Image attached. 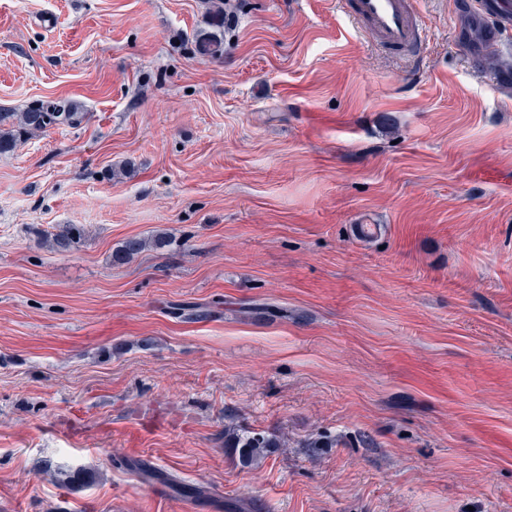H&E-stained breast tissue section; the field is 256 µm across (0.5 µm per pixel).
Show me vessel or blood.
Segmentation results:
<instances>
[{
    "mask_svg": "<svg viewBox=\"0 0 512 512\" xmlns=\"http://www.w3.org/2000/svg\"><path fill=\"white\" fill-rule=\"evenodd\" d=\"M340 10L361 21L365 32L389 50L420 58L426 29L411 0H338Z\"/></svg>",
    "mask_w": 512,
    "mask_h": 512,
    "instance_id": "1",
    "label": "vessel or blood"
}]
</instances>
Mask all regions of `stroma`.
<instances>
[{"instance_id":"obj_1","label":"stroma","mask_w":512,"mask_h":512,"mask_svg":"<svg viewBox=\"0 0 512 512\" xmlns=\"http://www.w3.org/2000/svg\"><path fill=\"white\" fill-rule=\"evenodd\" d=\"M460 2L416 61L336 0H224L216 58L212 0H0V108L85 113L0 155V512H512V87ZM484 18L465 8L461 14V34L464 45L472 56L476 58L479 64H485L489 67H495L497 61L492 52L487 51L485 40L481 31ZM84 229L77 224H61L49 234V245L58 254H66L84 236ZM279 438L265 431L229 427L224 431V448L244 466L258 464L267 448H278Z\"/></svg>"}]
</instances>
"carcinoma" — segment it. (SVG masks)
I'll return each instance as SVG.
<instances>
[{"instance_id": "cac0c4a2", "label": "carcinoma", "mask_w": 512, "mask_h": 512, "mask_svg": "<svg viewBox=\"0 0 512 512\" xmlns=\"http://www.w3.org/2000/svg\"><path fill=\"white\" fill-rule=\"evenodd\" d=\"M484 18L465 9L461 14V34L464 45L479 63L494 67L497 61L487 51L482 37ZM85 113L81 105L73 100L44 98L31 102L21 112L0 109V155L13 152L18 144L52 129L76 127L83 121ZM84 229L77 224H61L49 234V245L58 254H66L84 236ZM147 245L142 238H131L124 242L117 255L119 259H131ZM281 444L279 438L264 431L230 427L224 431V447L233 458L245 466L257 464L269 448Z\"/></svg>"}]
</instances>
